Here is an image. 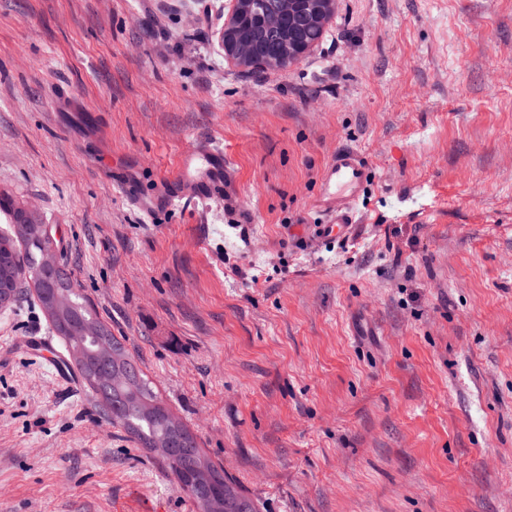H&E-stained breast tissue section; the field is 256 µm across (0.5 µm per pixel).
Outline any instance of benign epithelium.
<instances>
[{
    "mask_svg": "<svg viewBox=\"0 0 512 512\" xmlns=\"http://www.w3.org/2000/svg\"><path fill=\"white\" fill-rule=\"evenodd\" d=\"M335 0H233L230 13L224 21L221 43L224 54L241 66L258 65L265 61L261 52V42L276 31L285 17L292 21L288 38L278 49V59L270 64L278 67L290 66L305 57L312 45L302 38V31L318 23L325 22L333 10ZM22 232L30 233L42 226L37 212L30 208H20ZM55 265L54 251L40 247L39 260L29 270L32 279H37L40 271Z\"/></svg>",
    "mask_w": 512,
    "mask_h": 512,
    "instance_id": "7a95c632",
    "label": "benign epithelium"
}]
</instances>
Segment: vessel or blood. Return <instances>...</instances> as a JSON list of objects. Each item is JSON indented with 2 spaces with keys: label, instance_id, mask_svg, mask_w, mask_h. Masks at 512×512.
<instances>
[{
  "label": "vessel or blood",
  "instance_id": "b4317fda",
  "mask_svg": "<svg viewBox=\"0 0 512 512\" xmlns=\"http://www.w3.org/2000/svg\"><path fill=\"white\" fill-rule=\"evenodd\" d=\"M185 170L201 171L200 179H179L173 197L192 201L221 193L227 200L237 197V185L224 152L204 147L189 154L184 162ZM368 176L363 156L356 150L337 149L328 162L321 178V190L315 198L327 216L325 223L331 237L342 236L349 225L354 224L359 194Z\"/></svg>",
  "mask_w": 512,
  "mask_h": 512
}]
</instances>
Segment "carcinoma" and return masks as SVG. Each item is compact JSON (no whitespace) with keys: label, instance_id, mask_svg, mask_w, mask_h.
<instances>
[{"label":"carcinoma","instance_id":"cac0c4a2","mask_svg":"<svg viewBox=\"0 0 512 512\" xmlns=\"http://www.w3.org/2000/svg\"><path fill=\"white\" fill-rule=\"evenodd\" d=\"M30 238L0 236V283L11 282L32 264ZM39 300L51 317L56 330L65 340L94 352L105 343H116L107 326H101L102 335L87 336L85 325L97 321V315L87 300L73 288L65 271L44 272L37 279ZM68 293L71 304L64 310L52 309L50 300ZM84 384L98 397L112 422L120 425L143 448L155 449L158 441H165L162 458L168 470L189 494L198 512H216L214 507L231 502L232 512H257L253 501L239 484L224 473V467L208 459L198 444L188 446L183 435L190 431L171 413L153 389L151 382L138 374L131 382Z\"/></svg>","mask_w":512,"mask_h":512}]
</instances>
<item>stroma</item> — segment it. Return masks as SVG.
Segmentation results:
<instances>
[{
	"instance_id": "1",
	"label": "stroma",
	"mask_w": 512,
	"mask_h": 512,
	"mask_svg": "<svg viewBox=\"0 0 512 512\" xmlns=\"http://www.w3.org/2000/svg\"><path fill=\"white\" fill-rule=\"evenodd\" d=\"M229 0H0V195L260 512H512V0H336L267 71ZM234 203L156 213L180 156ZM369 176L319 235L324 168ZM33 283L0 308V512H195L79 376ZM201 170L199 180L181 178L175 183L173 200L192 201L224 193L226 200L234 201L237 197V185L229 163L224 159V151L206 146L189 154L184 162V172ZM367 176L364 157L356 150L339 148L328 162L315 203L326 213L322 227L329 230L330 238L342 236L355 223V207Z\"/></svg>"
}]
</instances>
